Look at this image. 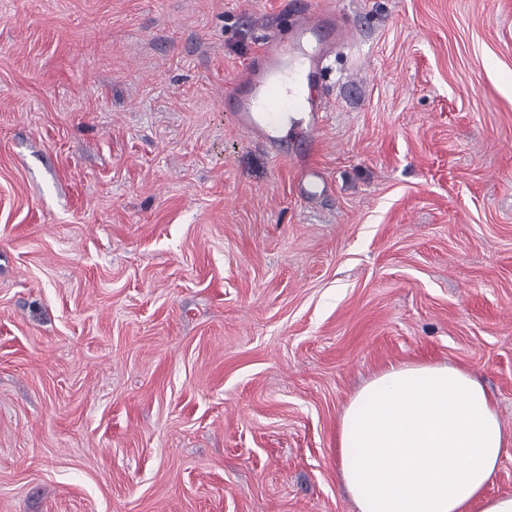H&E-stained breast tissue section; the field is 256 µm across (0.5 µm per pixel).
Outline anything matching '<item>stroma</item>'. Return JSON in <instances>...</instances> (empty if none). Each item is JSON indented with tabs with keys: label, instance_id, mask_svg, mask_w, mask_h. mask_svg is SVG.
Segmentation results:
<instances>
[{
	"label": "stroma",
	"instance_id": "obj_1",
	"mask_svg": "<svg viewBox=\"0 0 512 512\" xmlns=\"http://www.w3.org/2000/svg\"><path fill=\"white\" fill-rule=\"evenodd\" d=\"M317 2L278 159L224 96L282 0H0V512H356L340 415L408 361L512 429V0Z\"/></svg>",
	"mask_w": 512,
	"mask_h": 512
}]
</instances>
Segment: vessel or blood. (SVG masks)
Listing matches in <instances>:
<instances>
[{
    "label": "vessel or blood",
    "mask_w": 512,
    "mask_h": 512,
    "mask_svg": "<svg viewBox=\"0 0 512 512\" xmlns=\"http://www.w3.org/2000/svg\"><path fill=\"white\" fill-rule=\"evenodd\" d=\"M287 7L299 22L296 35L286 39L270 28L236 90L224 101L237 127L279 158L289 155L284 131L296 114L306 113L309 119L300 133L303 147L313 145L322 124V104L311 90L324 75L327 50L344 39L333 11L315 9L311 0H289Z\"/></svg>",
    "instance_id": "b4317fda"
}]
</instances>
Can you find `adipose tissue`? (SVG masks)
Segmentation results:
<instances>
[{"label": "adipose tissue", "mask_w": 512, "mask_h": 512, "mask_svg": "<svg viewBox=\"0 0 512 512\" xmlns=\"http://www.w3.org/2000/svg\"><path fill=\"white\" fill-rule=\"evenodd\" d=\"M339 478L357 512H512L491 496L512 430L477 376L433 361L392 365L339 421Z\"/></svg>", "instance_id": "adipose-tissue-1"}]
</instances>
